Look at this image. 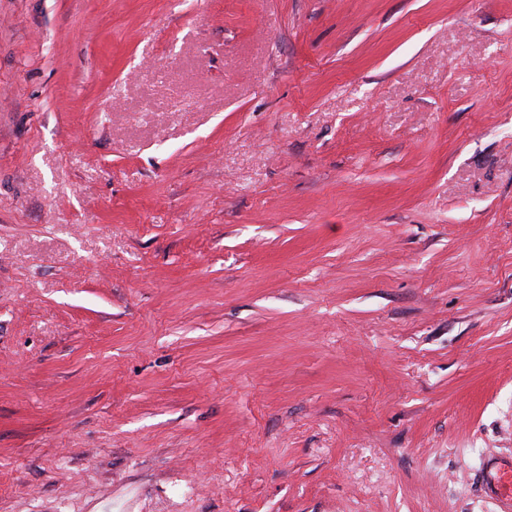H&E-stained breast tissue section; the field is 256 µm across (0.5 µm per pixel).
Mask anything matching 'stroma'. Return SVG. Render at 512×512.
<instances>
[{
  "instance_id": "stroma-1",
  "label": "stroma",
  "mask_w": 512,
  "mask_h": 512,
  "mask_svg": "<svg viewBox=\"0 0 512 512\" xmlns=\"http://www.w3.org/2000/svg\"><path fill=\"white\" fill-rule=\"evenodd\" d=\"M512 0H0V512H498Z\"/></svg>"
}]
</instances>
